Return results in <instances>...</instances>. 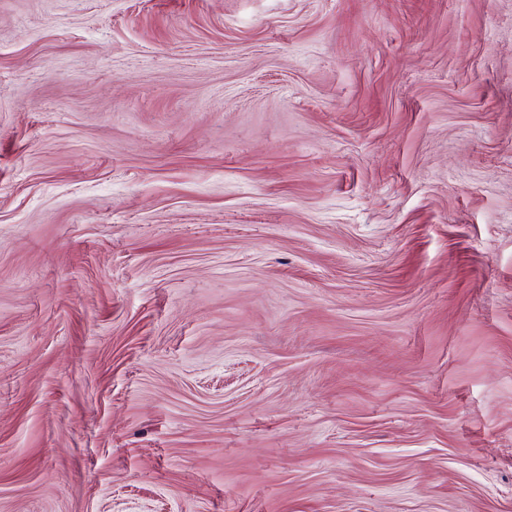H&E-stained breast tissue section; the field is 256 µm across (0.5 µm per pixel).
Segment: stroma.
Listing matches in <instances>:
<instances>
[{
    "label": "stroma",
    "mask_w": 512,
    "mask_h": 512,
    "mask_svg": "<svg viewBox=\"0 0 512 512\" xmlns=\"http://www.w3.org/2000/svg\"><path fill=\"white\" fill-rule=\"evenodd\" d=\"M0 512H512V0H0Z\"/></svg>",
    "instance_id": "obj_1"
}]
</instances>
